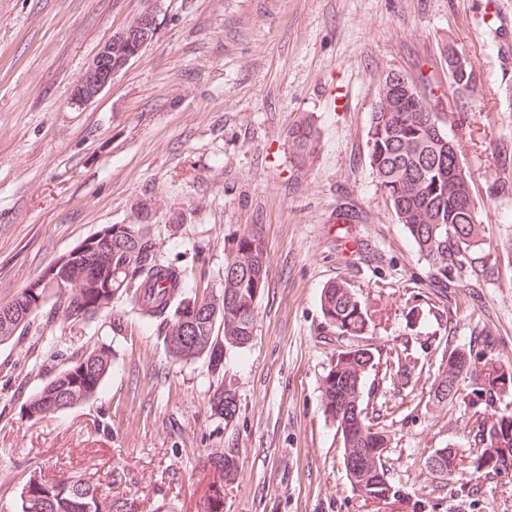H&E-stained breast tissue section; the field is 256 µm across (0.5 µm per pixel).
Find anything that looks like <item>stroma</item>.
<instances>
[{"label":"stroma","instance_id":"1","mask_svg":"<svg viewBox=\"0 0 512 512\" xmlns=\"http://www.w3.org/2000/svg\"><path fill=\"white\" fill-rule=\"evenodd\" d=\"M145 0H0V302L108 224H137L150 203L161 258L210 291L224 286L232 234L261 225L270 271L250 346L224 371L170 359L125 300L83 325L41 309L0 347V512H13L25 475L86 472L130 481L111 495L165 497L200 512L207 458L234 452L224 512H378L353 489L325 419L323 379L339 351L374 354L408 343L423 362L405 387L367 374L364 398L387 408L382 465L405 500L387 512H512V472L437 474L448 446L470 453L469 408L433 395L449 349L486 350L512 369V0H156L157 31L94 99L74 88ZM472 65L457 93L444 62ZM424 74L440 85L446 130L461 149L493 276L459 288L437 314L433 272L399 224L365 146L378 79ZM311 115L317 150L300 167L288 130ZM177 233H170L173 219ZM345 281L372 319L359 336L326 326L320 294ZM113 359L90 402L38 421L23 405L57 369L99 344ZM237 413L213 415L217 386Z\"/></svg>","mask_w":512,"mask_h":512}]
</instances>
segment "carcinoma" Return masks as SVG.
I'll return each mask as SVG.
<instances>
[{"instance_id": "obj_1", "label": "carcinoma", "mask_w": 512, "mask_h": 512, "mask_svg": "<svg viewBox=\"0 0 512 512\" xmlns=\"http://www.w3.org/2000/svg\"><path fill=\"white\" fill-rule=\"evenodd\" d=\"M157 26L142 12L130 25L112 35L93 59L89 76L78 85L72 99L86 102L98 95L110 71L138 57ZM417 93L386 75L379 80L366 134L371 169L378 178L399 223L403 224L419 254L427 261L442 289L439 298H449L462 287V279L479 282L494 274L476 239L477 207L470 177L457 145L445 129L447 114L426 112L421 95L436 98L437 87L419 80ZM293 156L303 166L314 155L318 130L308 115L288 131ZM140 224H111L61 255L37 279L12 300L0 303V345L24 334L30 317L49 298L56 299L68 319L90 323L112 307L120 293L133 306L140 320L156 328L164 348L174 360L204 358L214 371L224 370V350L243 349L254 335L255 309L268 278L267 253L257 226L232 237L224 260V289L215 296L191 283L187 269L161 261L149 209L141 206ZM320 308L325 323L338 336H357L368 323L362 302L341 282L323 288ZM113 354L100 345L55 372L31 396L28 418L78 407L101 390ZM448 362L458 373L469 375L471 387H460L457 377L441 381L435 395L469 398L473 413L467 433L473 446L470 469L491 476L512 471V414L490 423L486 410L512 388L505 371L491 362L466 358L448 351ZM385 364L382 379L405 385L415 369V359L403 345L385 361L375 359L367 348L344 350L324 379V414L336 425L342 460L351 484L368 499L386 503L399 490L387 480L375 460L384 453L385 436L371 422L380 413H368L360 397L364 376L374 365ZM210 407L228 423L235 417V394L219 387L210 396ZM437 472L446 474L462 464L451 448H439L431 459ZM218 474L202 498V512H224L223 476L236 468L231 453L207 461ZM104 489L84 475L74 474L49 482L35 469L28 472L19 493L16 512H98ZM139 498H112V512H140Z\"/></svg>"}]
</instances>
